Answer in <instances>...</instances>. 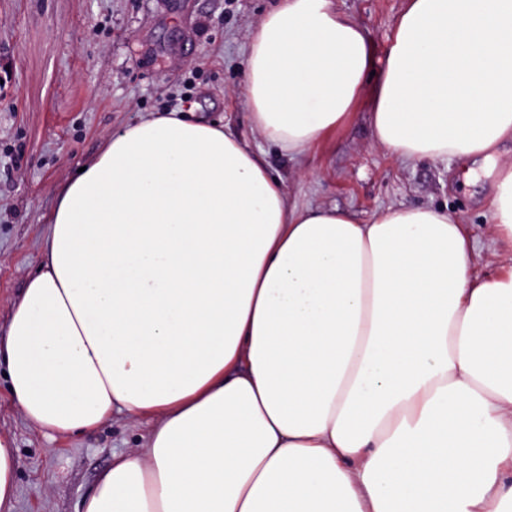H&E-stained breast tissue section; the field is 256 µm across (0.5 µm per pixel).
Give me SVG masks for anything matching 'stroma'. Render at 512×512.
Here are the masks:
<instances>
[{
    "label": "stroma",
    "mask_w": 512,
    "mask_h": 512,
    "mask_svg": "<svg viewBox=\"0 0 512 512\" xmlns=\"http://www.w3.org/2000/svg\"><path fill=\"white\" fill-rule=\"evenodd\" d=\"M276 0H0V331L43 261L60 188L106 140L150 112L226 127L254 148L289 197L365 222L390 207L457 216L476 242L471 272L495 275L511 254L485 213L492 181L444 160L400 162L372 143L366 109L324 149L289 158L253 132L243 83L249 30ZM405 0H336L383 67ZM149 424L113 418L48 440L22 419L0 376V435L18 467L12 512H78L116 452L142 446Z\"/></svg>",
    "instance_id": "1"
}]
</instances>
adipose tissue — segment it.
<instances>
[{"mask_svg":"<svg viewBox=\"0 0 512 512\" xmlns=\"http://www.w3.org/2000/svg\"><path fill=\"white\" fill-rule=\"evenodd\" d=\"M244 94L294 158L362 105L400 161L489 166L512 249V0H406L379 70L335 0H279ZM473 252L447 212L302 205L245 140L150 114L61 188L0 365L47 436L151 422L81 512H512V265Z\"/></svg>","mask_w":512,"mask_h":512,"instance_id":"obj_1","label":"adipose tissue"}]
</instances>
